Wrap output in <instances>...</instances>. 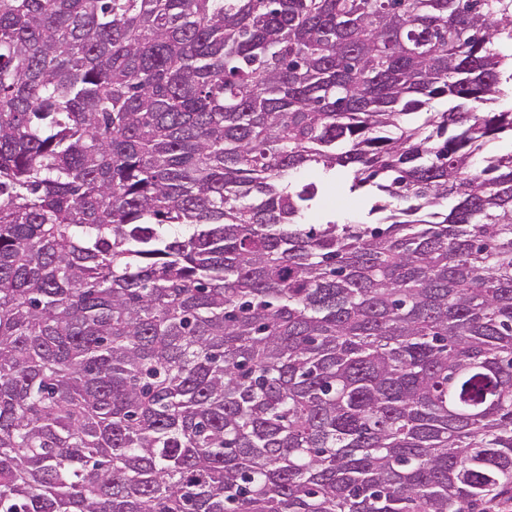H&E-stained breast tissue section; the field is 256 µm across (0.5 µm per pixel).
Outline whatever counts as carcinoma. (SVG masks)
Masks as SVG:
<instances>
[{"instance_id": "1", "label": "carcinoma", "mask_w": 512, "mask_h": 512, "mask_svg": "<svg viewBox=\"0 0 512 512\" xmlns=\"http://www.w3.org/2000/svg\"><path fill=\"white\" fill-rule=\"evenodd\" d=\"M505 133L512 0H0V512L512 502ZM322 212L335 216L338 222L357 223L368 221L369 203L362 194L349 193L338 182L328 187L323 200Z\"/></svg>"}]
</instances>
